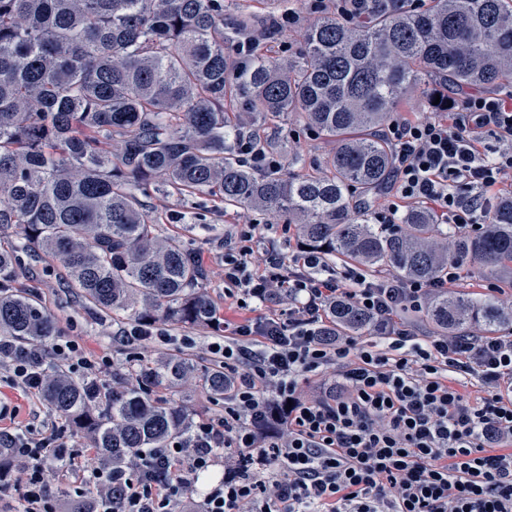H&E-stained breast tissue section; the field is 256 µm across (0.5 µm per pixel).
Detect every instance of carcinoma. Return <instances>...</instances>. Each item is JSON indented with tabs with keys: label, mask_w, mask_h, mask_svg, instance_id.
<instances>
[{
	"label": "carcinoma",
	"mask_w": 512,
	"mask_h": 512,
	"mask_svg": "<svg viewBox=\"0 0 512 512\" xmlns=\"http://www.w3.org/2000/svg\"><path fill=\"white\" fill-rule=\"evenodd\" d=\"M224 8V0H0V226H23L22 248L59 258L95 309L190 326L214 316L206 273L179 237L155 233L152 190L282 211L305 245L403 279L429 281L448 264L487 279L512 275V202L492 209V232L451 238L426 209L405 216L407 235L390 236L353 206L354 195L367 205L390 180L393 154L379 130L407 89L440 98L438 110L450 88H512V0H430L423 11L358 24L325 14L291 57L258 44L234 51L262 24L241 14L227 25ZM228 103L251 115L272 157L264 126L288 112L336 151L305 174L257 171L241 159ZM16 263L15 250L0 249V335L33 345L54 335L55 322L8 286ZM330 317L345 332L368 328L343 307ZM424 317L457 336L512 326V311L489 296L440 295ZM194 372L182 355L136 370L150 389L177 388ZM202 381L224 395L221 368ZM45 401L110 467L192 425L182 406L139 387L113 390L102 411L94 383L53 365Z\"/></svg>",
	"instance_id": "obj_1"
}]
</instances>
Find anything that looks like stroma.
I'll list each match as a JSON object with an SVG mask.
<instances>
[{"label":"stroma","instance_id":"obj_1","mask_svg":"<svg viewBox=\"0 0 512 512\" xmlns=\"http://www.w3.org/2000/svg\"><path fill=\"white\" fill-rule=\"evenodd\" d=\"M240 4L251 7L262 16L283 18L290 13L296 15V22L283 26L269 42L268 48L272 51L298 52L302 34L314 20L305 0H240ZM272 137L280 143L283 162L293 163L298 173L315 167L335 148L334 143L310 130L295 112L285 115L281 127L273 131ZM146 202L151 215L158 221L157 233L162 236L182 233L185 246L205 269L207 280L204 288L217 319L233 325L249 316L262 314L261 306H254L253 310L248 311L225 299L224 242L236 235L238 225L260 224L264 227L261 245L272 244L282 252H292L293 247L288 242L287 215L265 214L247 207L224 212L217 209L208 197H183L170 192L151 193ZM11 285L34 296L53 316L56 332L43 341V348L75 340L88 357H109L115 368L124 373L129 372L138 361H148L163 353L192 358L201 373L213 365L208 345L218 338V331L206 325L188 328L167 321L156 325L162 334L161 339L142 350L140 357H133L127 347L115 340L116 335L129 326L125 315L105 314L90 309L79 290L67 283L58 258L38 251L20 253ZM150 395L182 405L195 420L216 419L224 413L223 399L211 395L196 379L173 391L161 387L151 389ZM0 406L7 409L6 415L0 417V429L9 432L23 430L46 434L54 427L65 426L63 418L44 401L29 398L20 389L11 387L1 373Z\"/></svg>","mask_w":512,"mask_h":512}]
</instances>
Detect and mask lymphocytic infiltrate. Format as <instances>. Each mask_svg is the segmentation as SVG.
<instances>
[{
	"mask_svg": "<svg viewBox=\"0 0 512 512\" xmlns=\"http://www.w3.org/2000/svg\"><path fill=\"white\" fill-rule=\"evenodd\" d=\"M426 0H311L347 22ZM393 148L385 201L374 212L381 231L399 234L401 204L426 206L452 230L488 232L492 202L512 199V93L464 95L433 119L391 120ZM259 227L246 224L224 245V294L268 311L211 342L224 368V415L194 423L177 446L152 449L131 468L92 474L113 512H176L191 476L224 459V477L203 495L201 512H512V333L445 331L421 336L404 320L434 297L454 292V267L429 281L368 277L347 266L327 273L319 251L284 255L267 247L264 267L250 258ZM367 317V336L329 323L333 306ZM68 373L105 377L73 340L51 349L15 348L0 337V364L27 396L44 394L46 357ZM320 377L303 391L302 377ZM55 436L8 439L21 467L0 477V498L17 512H57L42 459Z\"/></svg>",
	"mask_w": 512,
	"mask_h": 512,
	"instance_id": "obj_1",
	"label": "lymphocytic infiltrate"
}]
</instances>
